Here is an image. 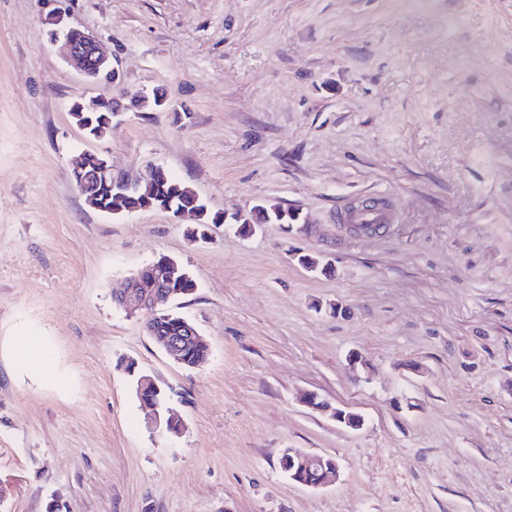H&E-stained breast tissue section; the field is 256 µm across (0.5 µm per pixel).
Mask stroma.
Instances as JSON below:
<instances>
[{"instance_id":"1","label":"stroma","mask_w":512,"mask_h":512,"mask_svg":"<svg viewBox=\"0 0 512 512\" xmlns=\"http://www.w3.org/2000/svg\"><path fill=\"white\" fill-rule=\"evenodd\" d=\"M58 16L166 106L87 138ZM91 152L162 165L223 223L194 242L91 208ZM361 201L390 223L341 222ZM258 203L301 220L238 234ZM161 255L195 280L170 306L202 368L113 300ZM287 448L338 457V481L288 480ZM0 512H512V0H0ZM308 407L315 411L330 412V415L336 422L344 424L345 426L359 430L363 428L365 420L362 415L346 413L341 408H333L329 402L319 400L316 394H311L306 401Z\"/></svg>"}]
</instances>
